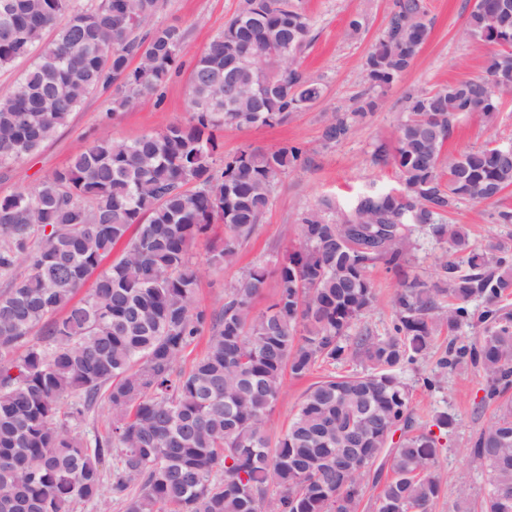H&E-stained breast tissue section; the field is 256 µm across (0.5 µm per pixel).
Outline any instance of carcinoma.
<instances>
[{"mask_svg":"<svg viewBox=\"0 0 512 512\" xmlns=\"http://www.w3.org/2000/svg\"><path fill=\"white\" fill-rule=\"evenodd\" d=\"M161 8V0H0V67L34 59L0 98V165L38 149L91 94H109L107 124L158 91L186 51L175 26L143 32ZM48 29L55 34L44 43ZM419 29H429L422 0H395L363 64L368 91L326 121L325 143L377 111L373 91L409 69ZM466 32L496 47L485 76L408 92L392 150L374 153L397 168L402 190L365 192L347 210L329 200L304 210L298 248L272 270L258 263L241 273L217 310L196 302L193 247L222 223L210 261L235 264L275 185L304 153L246 148L217 170L214 131L283 121L322 94L301 67L310 21L291 0H242L196 60L188 122L131 141L105 131L37 186L0 199V512H68L75 500L110 512L108 452L112 497L125 512H357L379 459L389 478L376 512H433L445 493L442 444L432 430L412 429L398 370L426 359L437 333L476 323L474 342L451 341L435 368L474 365L488 397L500 400L472 451L485 467L483 512H512V438L501 442L512 434V401L503 398L512 388V246L490 239L476 248L444 220L455 200L495 202L512 188V153L500 146L444 158L461 117L477 112L489 123L512 93V0H480ZM229 79L235 112L216 99ZM417 230L448 244L432 283L409 272ZM119 244L122 253L102 268ZM378 263L400 280L392 329L353 336L374 305L369 271ZM271 274L274 300L256 312ZM91 276L93 290L75 300ZM474 300L484 304L476 319ZM206 328L205 354L179 369ZM348 361L364 371L313 383L271 441L267 419L285 376ZM100 398L112 435L90 442L70 422Z\"/></svg>","mask_w":512,"mask_h":512,"instance_id":"cac0c4a2","label":"carcinoma"}]
</instances>
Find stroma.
Masks as SVG:
<instances>
[{"label": "stroma", "instance_id": "obj_1", "mask_svg": "<svg viewBox=\"0 0 512 512\" xmlns=\"http://www.w3.org/2000/svg\"><path fill=\"white\" fill-rule=\"evenodd\" d=\"M311 21V42L302 56V67L322 87L321 98L310 108L291 113L288 119L270 126H224L217 138L221 155H231L249 147L270 151L284 145H300L308 158L305 166L284 176L274 189L271 205L256 233L245 244L237 263L227 268L207 265L209 251L224 237L223 225H213L193 249L201 267L197 299L200 306L219 308L226 287L248 267L276 259L299 243L297 224L300 214L329 198L338 208L348 209L355 196L369 190H399L400 177L393 165L373 160L378 146L392 147L396 126L408 91L435 90L484 74V61L490 46L472 40L466 33V19L473 0H424L430 30L412 66L390 87L379 91L380 108L365 122L356 125L347 138L328 144L322 129L328 117L350 111L364 90L363 63L376 46L394 8V0H294ZM240 0H165V7L153 19L157 25H173L186 33L187 52L182 66L171 75L160 94L140 97L134 107L119 113L110 122L114 137L133 140L147 133L162 131L172 123L189 119L187 101L189 77L196 56L224 29L225 22L238 10ZM359 19L360 32L348 36L350 19ZM107 108L103 95L90 96L69 117L67 123L34 153L10 167L0 168V199L36 185L47 174L65 167L77 150L91 142L101 129ZM512 144V97L504 98L494 123L480 115L463 118L444 152L456 156L486 143ZM512 211V189L496 202L453 203L445 219L460 225L474 244L491 237L512 242V224H502L497 214ZM376 288V302L361 323L382 335L392 325V299L398 279L384 264L370 271ZM447 337H439L433 358L407 367L402 377L411 388L416 424L429 423L439 412L455 419L454 429L442 435L439 461L446 491L436 512H462L477 508L483 485V468L473 455L471 441L495 412L486 398L487 380L481 369L468 367L448 372L440 384L426 389L422 379L443 356ZM353 363L316 367L310 377L286 378L284 390L269 414L267 429L277 437L285 432L305 391L312 382L330 374L356 371ZM467 493H460V484Z\"/></svg>", "mask_w": 512, "mask_h": 512}]
</instances>
